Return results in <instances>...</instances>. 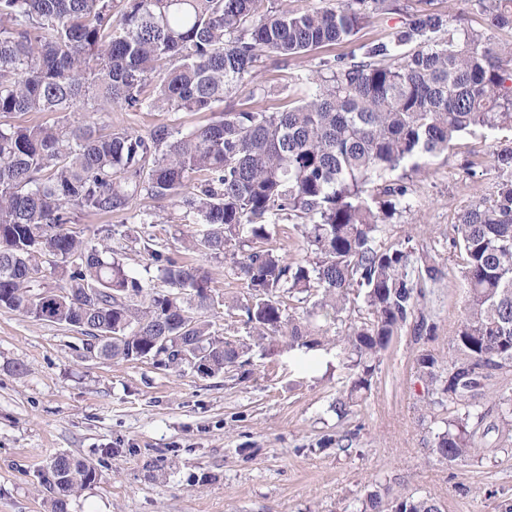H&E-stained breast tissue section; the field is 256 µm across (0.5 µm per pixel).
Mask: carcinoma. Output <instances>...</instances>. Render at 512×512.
<instances>
[{"instance_id":"carcinoma-1","label":"carcinoma","mask_w":512,"mask_h":512,"mask_svg":"<svg viewBox=\"0 0 512 512\" xmlns=\"http://www.w3.org/2000/svg\"><path fill=\"white\" fill-rule=\"evenodd\" d=\"M477 9L485 25L512 28V0H477ZM399 10V0L305 12L268 10L265 0H0V119L46 116L0 122V307L74 327L100 340L106 359L141 361L155 353L154 337L171 336L212 376L236 365L245 345L212 335L199 316L219 304L208 269L158 249L151 233L135 237L167 286L160 291L116 257L111 242L130 238L127 225L106 226L97 242L69 229L83 213L152 225L139 201L169 202L181 223L203 227L186 249L231 256L247 288L235 308L266 342L261 354L335 345L350 375L334 406L341 418L370 394L402 329H436L415 318L420 280H436V266L416 268L411 235L376 241L409 192L386 176L419 171L463 134L500 132L496 191L454 217L463 320L448 360L426 351L416 373L430 408H448L430 448L438 460L481 455L486 397L511 442L512 393L485 388L512 373V43L495 46L482 28L416 10L390 40L361 45L360 59L321 61L281 112L218 108L248 87L258 58L286 62L349 42L373 15ZM105 103L212 117L188 133L168 124L106 132L96 119ZM73 112L83 120L70 121ZM280 220L300 232L295 255L270 246ZM285 295L310 308L285 313ZM352 295L364 311L345 334L324 335L314 319L336 324ZM98 476L72 455L52 458L43 476L50 512H68ZM390 512L441 509L430 495H406Z\"/></svg>"}]
</instances>
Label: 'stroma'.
Here are the masks:
<instances>
[{
	"label": "stroma",
	"instance_id": "1",
	"mask_svg": "<svg viewBox=\"0 0 512 512\" xmlns=\"http://www.w3.org/2000/svg\"><path fill=\"white\" fill-rule=\"evenodd\" d=\"M402 3L403 12L373 15L353 42L286 64L260 58L255 97L242 92L231 104L281 111L320 61L390 39L421 7L419 0ZM209 119L116 108L98 115L101 125L143 135L160 124L189 132ZM497 142L488 131L462 136L427 159L421 173H408L410 207L385 225L381 240L410 232L417 254H434L441 271L431 303L437 329L422 338L402 330L368 397L342 419L333 406L345 394L347 373L330 346L266 359L253 349L250 379H241L236 366L204 376L150 361L86 358L81 331L0 307V512H50L41 475L62 453L100 474L71 500L69 512H363L372 491L387 502L429 495L442 512H505L512 505V451L499 445L496 412L478 432L480 459L438 461L429 450L441 422L431 417L416 373L422 351L447 356L461 323L465 290L449 251L453 217L493 194ZM189 260L211 272L212 288L224 298L207 313L212 334L246 338L233 308L246 289L231 260ZM331 436L348 437L349 450L324 446Z\"/></svg>",
	"mask_w": 512,
	"mask_h": 512
}]
</instances>
